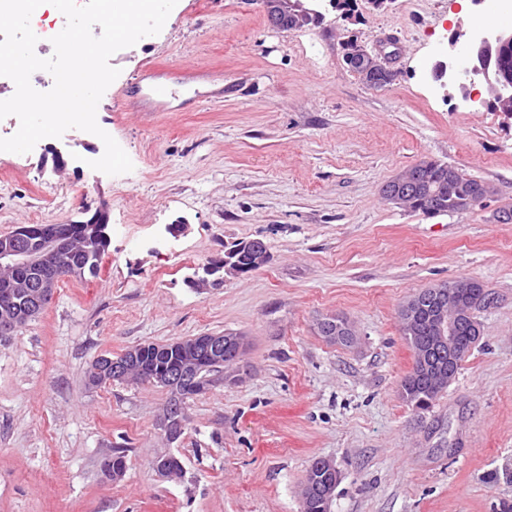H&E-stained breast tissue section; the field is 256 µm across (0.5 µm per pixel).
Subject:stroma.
<instances>
[{
  "instance_id": "35a3bbf8",
  "label": "stroma",
  "mask_w": 512,
  "mask_h": 512,
  "mask_svg": "<svg viewBox=\"0 0 512 512\" xmlns=\"http://www.w3.org/2000/svg\"><path fill=\"white\" fill-rule=\"evenodd\" d=\"M302 2L321 17L289 30L262 0H178L158 35L114 53L96 119L131 172L91 169L104 144L79 129L0 152V235L102 204L111 238L98 276L62 279L0 345V512H300L316 458L340 474L331 512H512V222L494 218L512 209V117L484 80L431 75L439 60L460 66L456 31L512 19L477 0H392L352 21L329 0ZM353 38L388 53L393 82L347 66ZM152 71L167 111L127 104ZM53 147L70 156L58 173L44 161ZM423 159L489 184L485 207L429 217L386 201L383 185ZM253 238L267 265L190 287L225 244ZM467 278L493 295L482 336L415 409L400 395L413 352L398 311ZM327 316L356 343L321 336ZM225 332L245 336L242 359L188 399L173 444L158 426L165 389L86 383L103 353ZM119 445L115 482L102 461ZM167 449L183 478L154 471Z\"/></svg>"
}]
</instances>
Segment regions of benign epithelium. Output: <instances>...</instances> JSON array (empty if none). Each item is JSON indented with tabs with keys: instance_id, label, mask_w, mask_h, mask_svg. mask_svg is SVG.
Listing matches in <instances>:
<instances>
[{
	"instance_id": "7a95c632",
	"label": "benign epithelium",
	"mask_w": 512,
	"mask_h": 512,
	"mask_svg": "<svg viewBox=\"0 0 512 512\" xmlns=\"http://www.w3.org/2000/svg\"><path fill=\"white\" fill-rule=\"evenodd\" d=\"M266 15L269 22L278 28L288 27V23L306 16V11L291 0H264ZM512 44V32H500L480 39L466 36L463 31L457 32L451 39V47L462 46L468 56L470 69L465 77H482L494 85L496 100L508 112L512 103V79L495 74L493 52L504 45ZM345 62L352 69H359L370 74L373 81L382 83L391 74L378 57L368 52L356 41L347 44ZM418 184V173L411 171L406 178L399 177L383 186V194L396 204L412 193ZM70 234L59 226H52L45 231L35 244H27L0 235V271L5 270L17 276L23 274L24 279L19 287L27 289L28 304L16 301L17 291L5 288L0 292V335H11L14 330L26 322L36 318L51 300L55 288L61 278V272L76 277L83 273L84 266L77 263L70 249ZM270 260L267 243L262 239L249 242L248 258L243 264L224 265V274L238 275L246 268L259 269ZM432 319L440 336L435 344L448 349V370L456 367V357L460 355V345L456 333V317L448 315L444 296L436 298L432 310ZM245 349L243 341H238V350L224 353V336L205 334L195 337L193 353L183 357L181 365L174 368H161L155 377V383L166 388L198 376L204 369H215L228 363L237 364ZM130 371L128 364L122 359L94 358L89 367L88 379L98 385L114 381L128 380ZM186 399L171 401L165 405L159 416V427L170 443L176 442L184 429V408ZM176 459L175 454L167 452L157 456L153 461L157 474L165 479H174L170 473V464Z\"/></svg>"
}]
</instances>
